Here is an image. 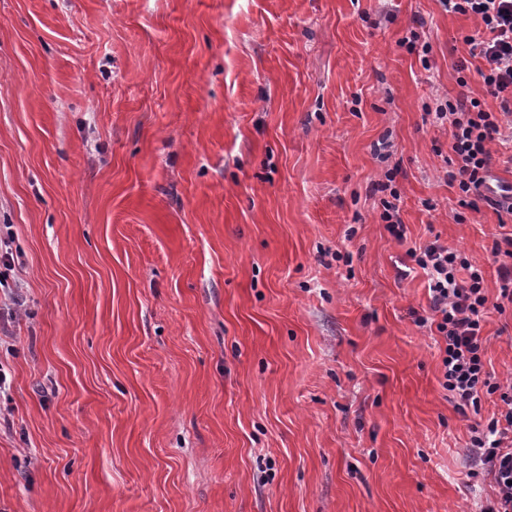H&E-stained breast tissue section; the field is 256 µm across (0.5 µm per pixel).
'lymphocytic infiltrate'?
<instances>
[{
    "mask_svg": "<svg viewBox=\"0 0 512 512\" xmlns=\"http://www.w3.org/2000/svg\"><path fill=\"white\" fill-rule=\"evenodd\" d=\"M445 11L473 15L481 27L465 35L471 56L481 58L477 73L497 110L480 98L463 94L437 100L436 126L450 132L445 163L456 182L461 207L474 208L493 166L497 150L512 146V0H440ZM409 256L428 278L429 313L415 319L434 325L442 341L441 385L457 409L479 406L482 395H498L504 408L470 439L469 458L493 477L491 498L481 512H512V385L494 381L483 361L482 321L489 307L481 266L459 250L434 240L410 250Z\"/></svg>",
    "mask_w": 512,
    "mask_h": 512,
    "instance_id": "obj_1",
    "label": "lymphocytic infiltrate"
}]
</instances>
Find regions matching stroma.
<instances>
[{
    "instance_id": "35a3bbf8",
    "label": "stroma",
    "mask_w": 512,
    "mask_h": 512,
    "mask_svg": "<svg viewBox=\"0 0 512 512\" xmlns=\"http://www.w3.org/2000/svg\"><path fill=\"white\" fill-rule=\"evenodd\" d=\"M480 26L439 0H0V512H478L501 402L442 388L408 252L460 250L496 302L512 215L460 209L427 115L480 92L456 70ZM483 336L512 380L511 306ZM396 174L392 173L387 175V182L378 185V191L385 192L389 190V196L392 200L383 201V212L381 219L387 224L389 232L398 239L404 237V227L400 218V193L392 187V183L395 181Z\"/></svg>"
}]
</instances>
